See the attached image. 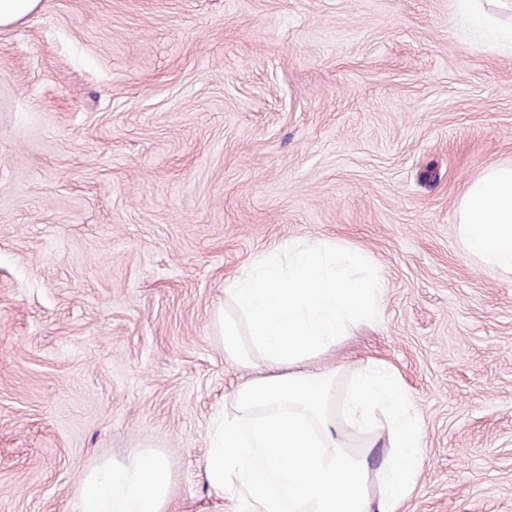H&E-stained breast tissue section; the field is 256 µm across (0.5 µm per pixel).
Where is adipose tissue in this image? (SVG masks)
I'll return each instance as SVG.
<instances>
[{
    "label": "adipose tissue",
    "mask_w": 512,
    "mask_h": 512,
    "mask_svg": "<svg viewBox=\"0 0 512 512\" xmlns=\"http://www.w3.org/2000/svg\"><path fill=\"white\" fill-rule=\"evenodd\" d=\"M457 233L475 262L512 279V163H492L456 206ZM169 487L161 456L135 453L86 470L75 512H164Z\"/></svg>",
    "instance_id": "obj_1"
}]
</instances>
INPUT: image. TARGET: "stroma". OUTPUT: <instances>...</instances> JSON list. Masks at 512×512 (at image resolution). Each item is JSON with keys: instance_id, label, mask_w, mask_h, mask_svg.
<instances>
[{"instance_id": "obj_1", "label": "stroma", "mask_w": 512, "mask_h": 512, "mask_svg": "<svg viewBox=\"0 0 512 512\" xmlns=\"http://www.w3.org/2000/svg\"><path fill=\"white\" fill-rule=\"evenodd\" d=\"M512 163V50L452 0H41L0 28V512H73L82 473L166 461V512H238L203 461L253 375L224 282L296 239L386 285L309 370L367 359L426 432L401 512H512V280L456 204ZM336 426L376 476L387 434Z\"/></svg>"}]
</instances>
